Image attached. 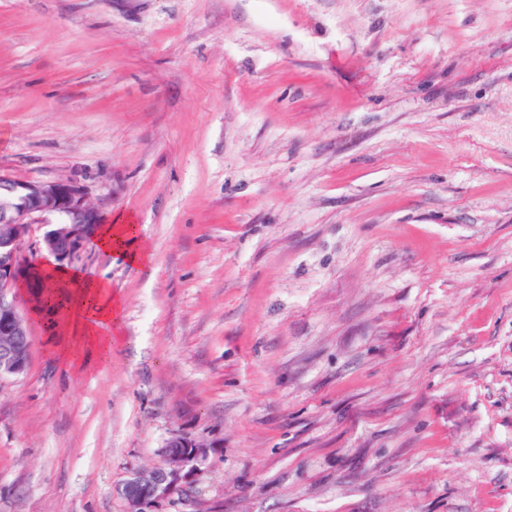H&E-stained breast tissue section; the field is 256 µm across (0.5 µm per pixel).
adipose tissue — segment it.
<instances>
[{"label":"adipose tissue","mask_w":512,"mask_h":512,"mask_svg":"<svg viewBox=\"0 0 512 512\" xmlns=\"http://www.w3.org/2000/svg\"><path fill=\"white\" fill-rule=\"evenodd\" d=\"M98 244L133 265L148 263L152 258L145 246L137 244L134 224L122 215L101 227ZM37 271L45 280L62 287L63 303L58 312L64 320L66 337L59 349L60 357L83 368L92 361L106 360L115 341L112 331L120 327L122 318V304L109 285L60 266L51 258L42 260Z\"/></svg>","instance_id":"obj_1"}]
</instances>
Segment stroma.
<instances>
[{
  "instance_id": "stroma-1",
  "label": "stroma",
  "mask_w": 512,
  "mask_h": 512,
  "mask_svg": "<svg viewBox=\"0 0 512 512\" xmlns=\"http://www.w3.org/2000/svg\"><path fill=\"white\" fill-rule=\"evenodd\" d=\"M0 174L71 180L121 338L31 317L0 512H512V0H0ZM114 224L101 227L98 245L107 252L121 255L132 265H143L152 259V253L143 245L133 247L137 241L135 225L128 217L117 215ZM183 438L187 437L174 434L161 450V466L136 472L121 486L122 497L129 507L127 512H151L154 504L167 496L179 479L196 471L206 447L194 439Z\"/></svg>"
}]
</instances>
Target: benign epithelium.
Returning <instances> with one entry per match:
<instances>
[{
    "mask_svg": "<svg viewBox=\"0 0 512 512\" xmlns=\"http://www.w3.org/2000/svg\"><path fill=\"white\" fill-rule=\"evenodd\" d=\"M101 222L100 211L70 180L32 183L0 175V334L12 340V345L0 352L1 379L25 370L26 357L17 339L30 335V323L17 308L15 289L23 283L22 273L27 268L21 243L30 226L47 227L35 249L49 252L64 265L85 247L87 230ZM203 448L181 434L168 439L161 450L163 464L134 473L121 486L128 512H151L180 479L196 471Z\"/></svg>",
    "mask_w": 512,
    "mask_h": 512,
    "instance_id": "1",
    "label": "benign epithelium"
}]
</instances>
